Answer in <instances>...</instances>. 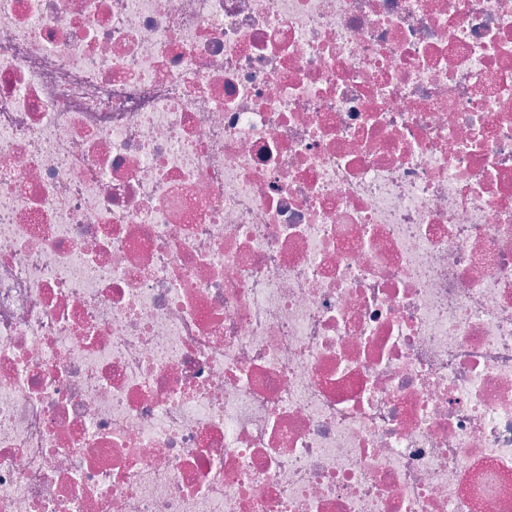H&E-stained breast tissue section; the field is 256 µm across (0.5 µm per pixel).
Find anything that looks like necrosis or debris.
I'll list each match as a JSON object with an SVG mask.
<instances>
[{"label": "necrosis or debris", "mask_w": 512, "mask_h": 512, "mask_svg": "<svg viewBox=\"0 0 512 512\" xmlns=\"http://www.w3.org/2000/svg\"><path fill=\"white\" fill-rule=\"evenodd\" d=\"M0 512H512V0H0Z\"/></svg>", "instance_id": "1"}]
</instances>
